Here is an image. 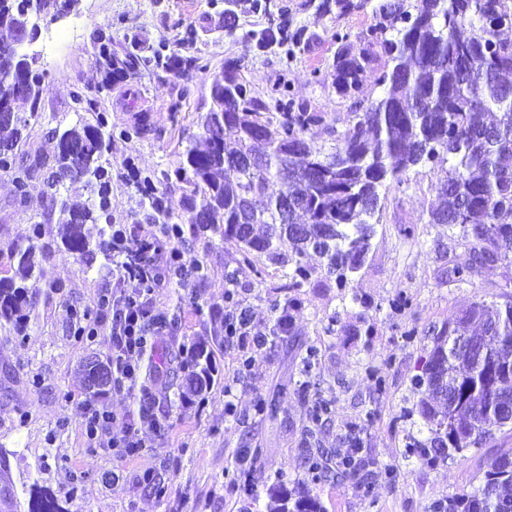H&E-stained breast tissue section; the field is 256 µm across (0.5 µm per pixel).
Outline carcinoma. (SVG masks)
I'll use <instances>...</instances> for the list:
<instances>
[{"label":"carcinoma","instance_id":"cac0c4a2","mask_svg":"<svg viewBox=\"0 0 512 512\" xmlns=\"http://www.w3.org/2000/svg\"><path fill=\"white\" fill-rule=\"evenodd\" d=\"M80 0H0V30L11 39L0 42V171L11 176L16 201L25 202L30 181L39 177L51 206L61 205L64 222L58 225L61 247L74 259L91 262L97 254L112 260L125 254L131 270L141 266V255L125 252L124 239L114 233L92 240L87 224L112 226L107 197L105 153L111 133L99 100L79 89L73 92L76 111L90 112L94 121L80 120L57 133L53 158L38 156L27 165L20 146L37 134L43 73L38 56L17 44L25 19L31 15L52 23L63 11L76 12ZM322 14L336 17L371 7L373 22L357 36L336 31L334 72L312 73L318 82L331 80L336 93L352 100L350 124L332 129L330 149L311 144L307 132L328 125V114L298 102L286 88L275 86L267 99L253 94L242 77V66L231 61L210 87L209 111L200 114L197 138L204 148L186 146L177 164L161 172L159 183L182 184V213L167 206L151 177L134 182L141 195L142 221L162 227L163 243L189 255L198 279L206 277L204 262L190 255V243L206 232L239 246L240 261L254 265L264 259L287 280L284 287L307 288L314 270L303 263L313 252L323 260V272L340 288L364 263L374 234L373 219L382 209L386 190L407 180L409 172L448 154V175L438 192L447 204L431 212L429 223L458 225L471 238L470 262L458 274H476L481 267L512 258V0H305ZM271 16L268 0H224V32L231 36L239 13ZM247 35L261 48L291 44L308 48L314 35L299 28L288 34L268 20ZM107 68L97 93L143 70L162 68L184 76L204 65L188 54L193 36L176 47L155 49L131 41L123 55L110 50L111 39L95 33ZM379 68L381 93L362 99L360 78ZM153 132L145 114L122 130L127 139ZM256 157L251 166L242 164ZM81 183L89 201L69 205L60 201L61 188ZM288 197V210L280 198ZM40 230L33 224L26 244L10 249V274L0 277V321L24 333L35 303L34 282L44 277L38 255ZM107 301L95 308L72 312L75 332H87L101 317ZM482 343L492 336L496 347L487 358L490 368L459 359L448 350V337L469 332ZM213 351L200 344L180 364L187 396L202 397L213 385ZM86 389L93 397L112 391L110 365L95 359L83 365ZM418 414L430 436L413 440L412 451L430 464L431 453L447 440L443 460L467 448H482L492 429L505 425L512 412L494 404L499 391L512 394V302L504 305L476 302L444 323L425 357ZM339 467L358 475L365 460L352 449H336ZM29 512H64L53 493L37 484L30 490ZM268 512H325L318 496L306 488L295 494L275 489ZM432 512H512V453L491 459L483 483L472 491L443 497Z\"/></svg>","mask_w":512,"mask_h":512}]
</instances>
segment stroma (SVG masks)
<instances>
[{"instance_id":"1","label":"stroma","mask_w":512,"mask_h":512,"mask_svg":"<svg viewBox=\"0 0 512 512\" xmlns=\"http://www.w3.org/2000/svg\"><path fill=\"white\" fill-rule=\"evenodd\" d=\"M302 0H274L287 7L290 29L314 34L310 48L288 55L275 45L262 50L246 33L256 14L241 18L234 36L221 28L224 0H81L79 13L41 25L33 43L43 74L42 121L68 129L78 114L72 100L104 78L96 63L95 29L112 36L122 52L132 39L151 46L173 43L187 29L197 36L192 54L204 67L185 80L160 69L142 72L105 94L100 109L113 130L107 153L110 212L116 224L133 223L140 197L128 180L129 167L161 174L175 165L198 131L197 118L210 107V86L228 61H241L252 91L267 97L273 86L289 84L295 99L330 112L334 128L316 126L308 137L331 147L333 130H344L351 103L331 83H317L313 71L330 72L336 60V30L358 35L372 22L370 11L335 18L301 9ZM182 100L180 111L171 104ZM147 113L154 129L147 138L121 136L138 113ZM447 159L417 166L408 182L390 190L380 222L353 288L316 277L300 291L303 305L287 334L274 338L252 372H239L232 347L215 350L214 384L205 398L187 399L170 386L161 403L164 425L142 432L144 447L136 457L117 461L87 448L82 431L83 405L89 394L80 369L91 358L109 360L112 343L107 322L94 337L71 329L73 308L95 307L112 275L104 257L85 265L57 244L58 208L31 181L25 205H18L10 176L0 173V272L9 267V250L24 242L31 224L41 226L47 280L63 282V291L41 287L29 313L27 329L16 334L0 325V512H27L26 489L49 488L67 512H265L271 488L295 491L310 483L327 512H429L432 502L480 486L488 461L512 451V425L495 429L481 448H468L447 463L431 466L409 454L410 439L428 431L415 411L414 378L433 338L448 317L475 302L512 299V259L483 266L472 276L455 269L467 262L471 241L460 228L433 224L429 213L441 200L437 186ZM194 255L207 268L204 283H174L161 297L164 316L179 315L170 349L211 343L214 312L225 309L226 271H235L238 293L252 317L254 331L268 333L273 306L287 294L273 268L237 264L235 242L211 235L197 238ZM232 388L235 411L224 413V390ZM277 408L276 420L256 414L258 403ZM330 411L320 421L311 414L319 402ZM362 440V453L374 466L366 481L339 473L332 452L349 436ZM327 452L328 480L311 482L305 462ZM255 459V490L230 493L235 460ZM153 469L164 495L142 481Z\"/></svg>"}]
</instances>
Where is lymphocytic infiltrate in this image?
<instances>
[{
	"label": "lymphocytic infiltrate",
	"mask_w": 512,
	"mask_h": 512,
	"mask_svg": "<svg viewBox=\"0 0 512 512\" xmlns=\"http://www.w3.org/2000/svg\"><path fill=\"white\" fill-rule=\"evenodd\" d=\"M120 231L126 242L148 260L143 276L137 277L121 258H113L112 286L104 292L112 303L105 314L112 342V387L135 395L140 408L139 423L113 431L111 413L89 403L85 406L83 429L90 447L124 460L138 455L143 446L136 436L137 428L152 430L157 426L152 408L164 387V372L159 366L146 369L143 359L158 352L163 342L166 324L156 308L161 293L172 283L168 268L174 253L156 250L153 239L142 235L140 225L124 224ZM224 335L237 342L240 369L253 370L268 338L254 332L245 308L225 310Z\"/></svg>",
	"instance_id": "1"
}]
</instances>
